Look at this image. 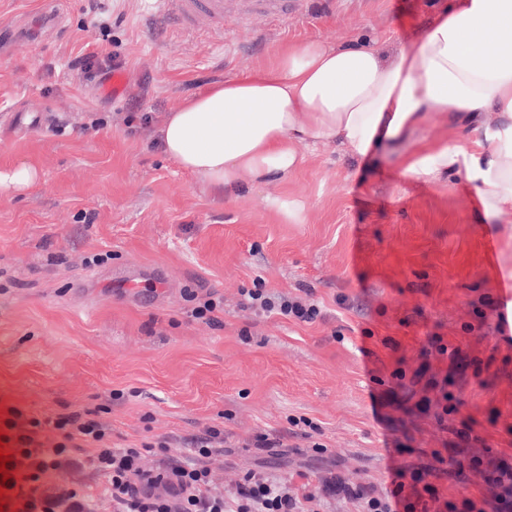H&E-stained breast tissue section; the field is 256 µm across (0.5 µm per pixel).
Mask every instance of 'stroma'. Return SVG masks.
<instances>
[{"instance_id": "35a3bbf8", "label": "stroma", "mask_w": 512, "mask_h": 512, "mask_svg": "<svg viewBox=\"0 0 512 512\" xmlns=\"http://www.w3.org/2000/svg\"><path fill=\"white\" fill-rule=\"evenodd\" d=\"M447 3L289 0L282 20L235 0L223 23L170 28L147 0H0V169L41 171L0 194V422L12 408L105 402L113 444L164 435L173 456L220 423L210 467L228 497L249 472L295 489L338 475L384 495L398 471L422 467L455 498H493L446 460L464 426L466 455L512 458V332L496 328L512 300V224L478 223L456 180L411 183L395 160L369 168L336 144L288 180L227 197L155 141L185 97L280 48L406 39ZM276 197L303 201L305 223H283ZM259 283L320 316H255L241 292ZM208 296L224 307L216 326L191 315ZM482 313L487 328L465 332ZM434 337L461 360L430 356ZM419 370L459 398L447 421L424 412ZM292 418L318 429L289 433ZM260 433L279 447L256 450Z\"/></svg>"}]
</instances>
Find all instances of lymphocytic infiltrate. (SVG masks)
Returning <instances> with one entry per match:
<instances>
[{"instance_id": "1", "label": "lymphocytic infiltrate", "mask_w": 512, "mask_h": 512, "mask_svg": "<svg viewBox=\"0 0 512 512\" xmlns=\"http://www.w3.org/2000/svg\"><path fill=\"white\" fill-rule=\"evenodd\" d=\"M246 306L304 322L315 320L316 304L269 293L243 290ZM11 460L0 512H95L96 503L82 485V473L103 478L110 512H315L326 494H344L356 512H486L473 497L454 499L428 482L424 472H400L389 494H374L365 484L334 478L300 495L260 474H246L232 499L212 489L209 461L224 451V430L208 427L195 437L186 457L168 456L164 439L113 447L112 431L95 410L37 417L13 409L4 423ZM469 470L482 474L496 491L500 512H512V465L494 459L466 458Z\"/></svg>"}]
</instances>
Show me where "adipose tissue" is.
<instances>
[{
	"instance_id": "obj_1",
	"label": "adipose tissue",
	"mask_w": 512,
	"mask_h": 512,
	"mask_svg": "<svg viewBox=\"0 0 512 512\" xmlns=\"http://www.w3.org/2000/svg\"><path fill=\"white\" fill-rule=\"evenodd\" d=\"M429 122L461 134L398 156L402 175L457 177L478 222L511 224L512 0H449L392 46L311 39L280 49L270 65L185 99L155 136L179 168L234 194L287 179L303 148L334 142L372 161Z\"/></svg>"
}]
</instances>
